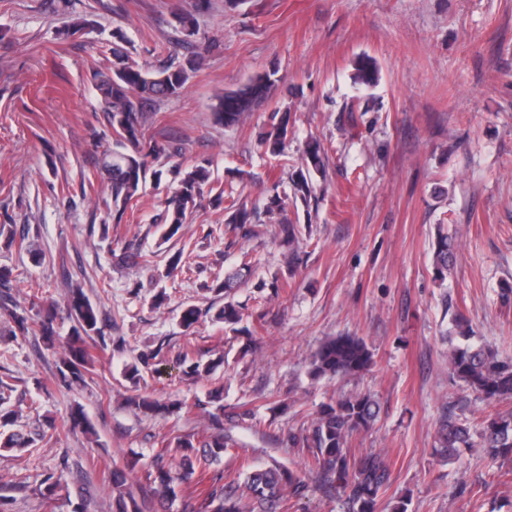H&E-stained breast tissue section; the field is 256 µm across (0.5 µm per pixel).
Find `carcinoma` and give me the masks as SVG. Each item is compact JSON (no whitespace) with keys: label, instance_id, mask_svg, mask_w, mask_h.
Here are the masks:
<instances>
[{"label":"carcinoma","instance_id":"cac0c4a2","mask_svg":"<svg viewBox=\"0 0 512 512\" xmlns=\"http://www.w3.org/2000/svg\"><path fill=\"white\" fill-rule=\"evenodd\" d=\"M114 38L118 41L113 48L118 65L109 71L97 69L91 74L102 111L112 127V148L102 154L96 174L88 180V185L92 188L98 180L106 183L112 207L121 218L136 205L146 185L147 174H152L156 183L162 180V171H149L148 159L161 153L171 156L184 154L183 139H171L160 145L146 138V125L150 119L147 105L179 94L189 73L201 66L202 54L194 50L184 55V60L178 63L139 65L128 62L119 45L124 36L117 33ZM378 81L376 65L368 59L358 60L354 83L372 87ZM270 84V75L264 74L251 79L238 90L224 93L211 112L213 122L226 128L239 126L265 101ZM287 142L288 118L280 117L276 112L270 114L259 134L260 146L272 156H281ZM324 158L325 148L321 142L310 141L306 148V165L292 177L289 190L276 191L267 198L264 212L283 217L279 227L282 243L288 247L289 254L285 274L274 277L270 282L260 278L253 283L254 288L278 291L288 287V278L295 274L297 254L294 244L299 230L297 225L288 223L286 209L290 201L309 206L315 190L312 175L323 171ZM174 177L177 178V187L165 201V209L156 224L162 229V239L166 241L175 234L179 225L186 222L187 215L200 205L204 192L214 193V200L219 203L224 198V188L209 184L210 173L203 165H195L187 171L178 167ZM224 210L228 211L226 230L234 237L250 239L258 235L257 222L260 217L256 209H250L245 203L232 198ZM2 235L5 236L7 247L16 246L34 254L38 260L43 259V255L26 243L25 236H16V232L4 224L0 225ZM192 254L190 245L183 244L168 257L165 276L190 272ZM452 259L448 236L441 234L434 252L435 269L440 276L448 272ZM121 260L135 265L152 263L150 255L140 251L133 243L127 244ZM253 276V265L245 253L238 265L224 271V277H217L205 285L206 290L224 295V306L213 315L214 321L232 329L242 322V308L234 301V294L237 289L250 284ZM13 281V270L0 266V309L10 324V334L14 337L19 334L25 336L36 325L47 346L54 347L57 309L52 304H45L36 293L29 295L28 308L15 303L8 292ZM67 312L74 325L67 341L66 356L58 369L57 385L69 390L75 384L85 383L86 376L91 372L93 355L88 341L96 339L106 347L112 337L105 335L99 326L96 308L78 285L69 287ZM158 355L159 352L151 349L142 350L134 363L125 368L124 376L133 383L137 382L141 370L149 368ZM179 361L184 366L185 375L192 379L208 377L214 369V361L205 360L201 355L181 353ZM373 364L374 354L362 338L340 334L319 346L310 362L309 375L314 379L354 378L367 372ZM449 365L460 381L487 401L512 397V360L499 357L492 348L485 345L456 346L450 353ZM10 390L12 386L0 379V448L10 451L32 448L36 445L35 437L11 430L17 417L3 408L7 400L6 392ZM125 403L136 414L148 419H162L182 409V403L177 400L164 401L139 392L127 395ZM205 405L210 407V433L202 436L177 435L167 442V447L179 457L178 467H171L162 454L155 456L148 465L146 498L153 506L167 510L179 499L182 501V512H243L241 499L245 496L258 504L262 512H277L284 497H305L308 474L311 473L322 488L336 490L345 497L348 512H378L379 493L387 487L390 479V463L380 453L357 459L349 450L353 434L369 430L379 415L380 404L371 394L359 392L342 396L323 406L308 433L288 435V442L292 446L310 449L311 461L306 475L279 464L242 471L235 477L216 469L229 440L224 435V386L213 387ZM69 420L72 427L95 433L82 407L71 409ZM481 437L482 447L491 456L512 458V413L498 412L488 419ZM470 447L471 434L466 424L448 417L441 421L437 436L441 457L451 459L460 449ZM68 470L69 460L63 457L59 462L58 474H48L37 488V494L43 498L54 495L61 488L62 477ZM125 483L124 471L113 469L112 486L118 490V494L112 499V512H140L137 500L120 491Z\"/></svg>","mask_w":512,"mask_h":512}]
</instances>
